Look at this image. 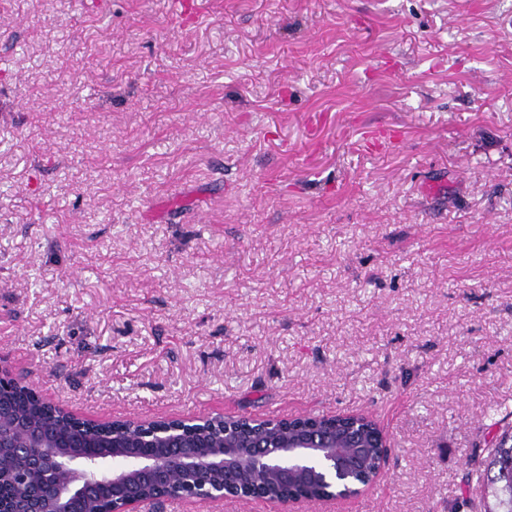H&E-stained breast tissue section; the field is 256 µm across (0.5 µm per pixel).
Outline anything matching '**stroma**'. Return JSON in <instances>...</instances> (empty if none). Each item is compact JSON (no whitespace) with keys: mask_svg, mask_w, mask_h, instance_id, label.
Returning <instances> with one entry per match:
<instances>
[{"mask_svg":"<svg viewBox=\"0 0 512 512\" xmlns=\"http://www.w3.org/2000/svg\"><path fill=\"white\" fill-rule=\"evenodd\" d=\"M0 0V359L89 418L364 414L340 512H484L512 427V0Z\"/></svg>","mask_w":512,"mask_h":512,"instance_id":"stroma-1","label":"stroma"}]
</instances>
